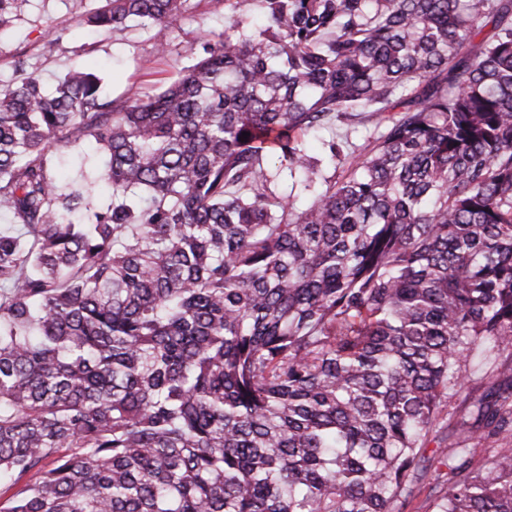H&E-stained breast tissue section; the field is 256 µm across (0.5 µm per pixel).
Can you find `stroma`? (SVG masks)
Here are the masks:
<instances>
[{
  "instance_id": "obj_1",
  "label": "stroma",
  "mask_w": 512,
  "mask_h": 512,
  "mask_svg": "<svg viewBox=\"0 0 512 512\" xmlns=\"http://www.w3.org/2000/svg\"><path fill=\"white\" fill-rule=\"evenodd\" d=\"M97 0H28L14 26L0 34V86L15 81L16 64L25 60L41 72L46 90L77 64L100 71L104 96L132 102L157 91L193 62L206 32L223 30V9L193 0L168 36L165 55L155 51V30L133 25L121 32H92L82 20ZM104 156L94 145L60 147L56 174L67 185L92 188L95 204L109 199L99 177ZM512 360V350L478 352L465 366L471 399L489 393L497 382L496 368Z\"/></svg>"
}]
</instances>
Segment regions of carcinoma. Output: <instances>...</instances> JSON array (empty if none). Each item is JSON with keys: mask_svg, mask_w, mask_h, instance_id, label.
Segmentation results:
<instances>
[{"mask_svg": "<svg viewBox=\"0 0 512 512\" xmlns=\"http://www.w3.org/2000/svg\"><path fill=\"white\" fill-rule=\"evenodd\" d=\"M189 2L84 24L163 52ZM209 2L224 30L131 104L79 66L0 87V512H400L431 471L433 512H512V449L473 466L512 361L448 412L512 349V0ZM333 118L373 134L328 176ZM62 142L100 146L110 204ZM346 133L347 131L345 126L334 120L331 121L327 124L325 130L322 131L318 138L311 140L310 154L321 158L323 156L322 150L324 147L322 143L332 140L341 143L345 141ZM104 168V156L94 145L83 144L70 149L59 146L56 174L69 186L92 187L95 204L101 205L110 199L108 188L98 183ZM476 352L463 368L469 374L467 383L471 401L481 398L489 393L497 383L496 367L501 363L512 360V350H494Z\"/></svg>", "mask_w": 512, "mask_h": 512, "instance_id": "cac0c4a2", "label": "carcinoma"}]
</instances>
